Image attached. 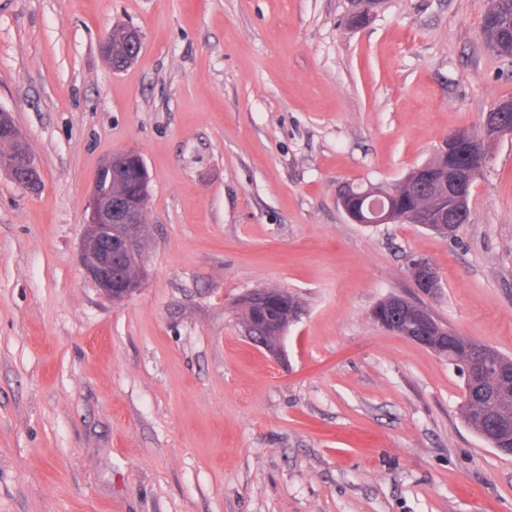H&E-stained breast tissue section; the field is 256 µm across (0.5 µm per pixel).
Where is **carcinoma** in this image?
Listing matches in <instances>:
<instances>
[{
  "label": "carcinoma",
  "mask_w": 512,
  "mask_h": 512,
  "mask_svg": "<svg viewBox=\"0 0 512 512\" xmlns=\"http://www.w3.org/2000/svg\"><path fill=\"white\" fill-rule=\"evenodd\" d=\"M484 21L501 23L495 50L512 56V0H492ZM111 36L112 60L109 64L120 69L130 57L133 43L127 28L123 26L113 28ZM137 180V170L132 163L122 172H112V195L116 198L123 196L129 184ZM370 187L385 192L391 207L399 212L402 221L408 223L412 222L416 210L434 204L439 197L437 188L419 185L409 174L396 184L372 183ZM412 279L416 288L426 295H434L441 288V279L434 269L429 273L419 269L412 273ZM299 314L300 305L295 297L272 293L269 301L254 307L251 313L241 312L240 319L242 324L253 326L255 334L262 341L269 342L288 329ZM374 319L383 327L402 335L407 330L413 331V337L420 344L447 358L448 364L455 366L460 374H465L472 359V341L440 323L432 314L423 312L420 306L405 299L399 303L387 298L374 310ZM492 353L493 365L497 370L487 377L482 393L465 385L466 399L461 412L464 421L478 436L487 438V442L502 449V453L511 455L512 429L494 432L490 428V420L494 412L508 416L512 414V358L495 349Z\"/></svg>",
  "instance_id": "obj_1"
}]
</instances>
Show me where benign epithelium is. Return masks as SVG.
<instances>
[{
	"mask_svg": "<svg viewBox=\"0 0 512 512\" xmlns=\"http://www.w3.org/2000/svg\"><path fill=\"white\" fill-rule=\"evenodd\" d=\"M356 9L349 22L360 27L371 18L380 0H354ZM502 111L485 113L477 131H469L470 149L483 153L484 146L504 135L512 137V100L499 102ZM0 169H5L19 184L26 186L35 180L39 164L31 153L27 140L15 123L0 122ZM457 141L449 138L441 153L449 157L448 168L440 170L429 164L414 169L415 178L421 183H433L447 192L455 206V213L463 217L469 213L471 179L465 158L456 151ZM132 152L116 154L106 160L95 176L92 189L84 207L85 231L80 245V263L97 289L114 302H121L139 290L144 275L143 211L133 208L120 199L112 198V181H103V175L112 173ZM348 217L357 224H396L399 217L379 198H373L364 207L351 211ZM271 291L256 289L244 295L239 304L250 309L267 300Z\"/></svg>",
	"mask_w": 512,
	"mask_h": 512,
	"instance_id": "benign-epithelium-1",
	"label": "benign epithelium"
}]
</instances>
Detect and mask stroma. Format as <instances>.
<instances>
[{
  "label": "stroma",
  "mask_w": 512,
  "mask_h": 512,
  "mask_svg": "<svg viewBox=\"0 0 512 512\" xmlns=\"http://www.w3.org/2000/svg\"><path fill=\"white\" fill-rule=\"evenodd\" d=\"M490 2L385 0L354 29L350 0H0V109L41 176L0 171V512H512V457L464 422L463 379L372 316L401 296L512 357V138L455 235L338 201L512 98ZM118 25L142 49L116 72ZM128 149L145 276L114 302L79 245ZM255 289L302 305L276 358L242 335Z\"/></svg>",
  "instance_id": "1"
}]
</instances>
